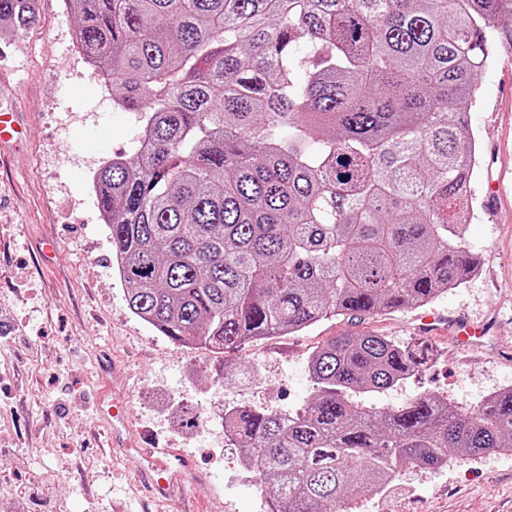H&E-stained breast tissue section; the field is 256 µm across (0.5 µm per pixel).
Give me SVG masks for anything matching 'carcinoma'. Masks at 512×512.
Returning a JSON list of instances; mask_svg holds the SVG:
<instances>
[{
    "instance_id": "obj_1",
    "label": "carcinoma",
    "mask_w": 512,
    "mask_h": 512,
    "mask_svg": "<svg viewBox=\"0 0 512 512\" xmlns=\"http://www.w3.org/2000/svg\"><path fill=\"white\" fill-rule=\"evenodd\" d=\"M64 2L113 105L141 113L147 148L95 180L127 304L161 334L222 354L424 307L479 271L463 117L512 53V0ZM37 10L0 0V36ZM432 352L342 334L309 356L301 410L224 412L270 512H342L409 469L512 450V389L465 415L433 394L383 412L358 397Z\"/></svg>"
}]
</instances>
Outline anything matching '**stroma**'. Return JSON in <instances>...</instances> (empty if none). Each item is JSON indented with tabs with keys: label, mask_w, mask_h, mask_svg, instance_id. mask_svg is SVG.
<instances>
[{
	"label": "stroma",
	"mask_w": 512,
	"mask_h": 512,
	"mask_svg": "<svg viewBox=\"0 0 512 512\" xmlns=\"http://www.w3.org/2000/svg\"><path fill=\"white\" fill-rule=\"evenodd\" d=\"M74 41L75 18L63 0H39L34 24L0 39V88L15 92L27 123L23 143L0 151V512H140L139 458L113 455L93 410L99 389L128 399L133 428L148 430L156 448L194 459L192 487L165 512H269L266 495L239 468L242 448L224 436V412L299 411L312 387L308 357L328 339L364 329L432 344L426 371L363 393L377 410L433 393L467 412L512 388V55L480 72L466 118L483 148L466 232L479 272L423 308L359 323L324 320L217 355L183 347L127 306L85 183L129 150L141 115L90 92L84 63L65 52ZM463 317L487 323L479 345H454L449 326ZM247 368L253 377L239 382ZM187 406L201 413L196 428L180 424ZM343 509L512 512V453L409 470L385 492L348 498Z\"/></svg>",
	"instance_id": "35a3bbf8"
}]
</instances>
